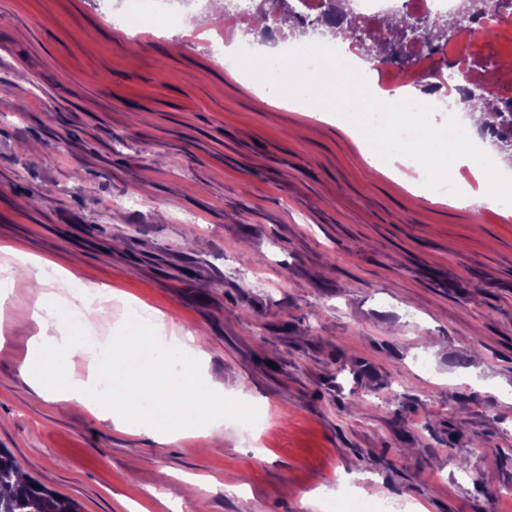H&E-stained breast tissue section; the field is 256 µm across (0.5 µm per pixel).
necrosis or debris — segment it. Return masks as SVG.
<instances>
[{
    "instance_id": "necrosis-or-debris-1",
    "label": "necrosis or debris",
    "mask_w": 512,
    "mask_h": 512,
    "mask_svg": "<svg viewBox=\"0 0 512 512\" xmlns=\"http://www.w3.org/2000/svg\"><path fill=\"white\" fill-rule=\"evenodd\" d=\"M351 5L352 14H333L332 22L344 29L350 16H359L367 27L371 42L383 45L392 38L385 22L393 15L408 13L433 20L448 19L454 16L458 0H352ZM488 29L494 32L499 41L512 44V12L493 22L488 21L484 14H475L468 24L456 29L451 37L432 44L423 39L404 43L405 53L413 57L411 66L377 68V87L383 90L406 86L424 89L431 104L439 111L448 113L457 112L466 91L480 87L487 91L494 107L512 110V95L502 92L494 79L506 64V57H496L485 65L476 64L473 60L474 50ZM439 59L450 63V71L436 67L435 62Z\"/></svg>"
}]
</instances>
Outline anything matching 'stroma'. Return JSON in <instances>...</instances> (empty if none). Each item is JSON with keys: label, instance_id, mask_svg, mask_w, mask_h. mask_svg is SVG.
Listing matches in <instances>:
<instances>
[{"label": "stroma", "instance_id": "obj_1", "mask_svg": "<svg viewBox=\"0 0 512 512\" xmlns=\"http://www.w3.org/2000/svg\"><path fill=\"white\" fill-rule=\"evenodd\" d=\"M149 27L118 0H0V246L204 331L224 445L159 446L19 371L37 293L0 298V448L81 512H426L512 504V208L458 209L335 123L258 99L216 57L254 41ZM267 418L253 439L238 414ZM495 447L483 454L479 443Z\"/></svg>", "mask_w": 512, "mask_h": 512}]
</instances>
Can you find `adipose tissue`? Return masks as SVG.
<instances>
[{
    "mask_svg": "<svg viewBox=\"0 0 512 512\" xmlns=\"http://www.w3.org/2000/svg\"><path fill=\"white\" fill-rule=\"evenodd\" d=\"M42 287L31 320L36 331L19 369L46 400L84 408L123 432L166 445L198 434L210 437L224 422V394L199 377L206 357L193 332L165 331L163 313L146 310L128 320L119 335L100 340L81 305L88 297H112L109 288L68 275L70 300L47 286L48 260L16 255ZM53 324H46L45 315ZM90 358L87 377L72 371L75 359Z\"/></svg>",
    "mask_w": 512,
    "mask_h": 512,
    "instance_id": "1",
    "label": "adipose tissue"
}]
</instances>
